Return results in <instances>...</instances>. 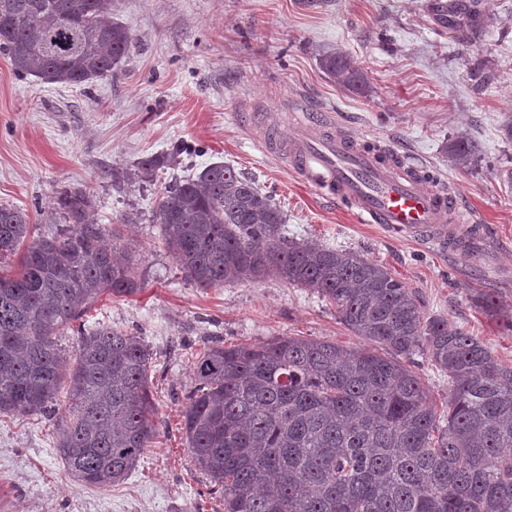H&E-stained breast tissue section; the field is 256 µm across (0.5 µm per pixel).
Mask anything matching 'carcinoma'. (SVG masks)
Segmentation results:
<instances>
[{"instance_id": "cac0c4a2", "label": "carcinoma", "mask_w": 512, "mask_h": 512, "mask_svg": "<svg viewBox=\"0 0 512 512\" xmlns=\"http://www.w3.org/2000/svg\"><path fill=\"white\" fill-rule=\"evenodd\" d=\"M114 0H0V49L13 71L83 85L112 73L131 44ZM462 37L485 26L477 6L441 7ZM321 69L359 94L370 85L349 55L319 52ZM469 169L482 153L466 133L444 146ZM170 155L138 163L152 179ZM93 196L75 190L60 224L34 233L27 211L0 205V418L58 416L56 453L80 484L108 488L134 470L156 435L143 337L99 322L77 330L73 363L56 337L104 295L144 289L112 230L91 220ZM161 238L198 288L275 276L336 310L367 347L303 336L211 345L195 355L182 412L191 462L224 512H512V365L477 336L426 314L412 289L358 252L288 237L272 194L213 163L159 198ZM448 374L437 410L410 362Z\"/></svg>"}]
</instances>
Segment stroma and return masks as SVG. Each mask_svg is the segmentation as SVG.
I'll return each mask as SVG.
<instances>
[{
	"label": "stroma",
	"instance_id": "stroma-1",
	"mask_svg": "<svg viewBox=\"0 0 512 512\" xmlns=\"http://www.w3.org/2000/svg\"><path fill=\"white\" fill-rule=\"evenodd\" d=\"M430 0H116L132 34L111 76L82 86L22 78L0 51V204L44 225L62 193L94 196V220L119 225L145 281L133 297H101L83 321L143 336L153 358L158 432L136 469L105 489L73 480L56 455L57 428L42 415L0 421V512H224L190 461L182 410L205 346L304 336L347 349L363 342L308 289L268 278L199 288L165 250L154 214L161 193L224 162L272 193L288 235L351 249L416 292L425 313L479 336L512 364V0H475L487 22L471 39L438 21ZM341 47L368 78L362 96L322 71L317 51ZM485 80L474 86L470 69ZM330 112L356 137L411 156L466 203L457 239L439 248L361 224L303 183L275 143L300 129L290 105ZM466 132L482 147L471 170L442 148ZM185 152L142 182L139 161ZM493 293L496 316L477 308Z\"/></svg>",
	"mask_w": 512,
	"mask_h": 512
}]
</instances>
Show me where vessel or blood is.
<instances>
[{"label": "vessel or blood", "instance_id": "obj_1", "mask_svg": "<svg viewBox=\"0 0 512 512\" xmlns=\"http://www.w3.org/2000/svg\"><path fill=\"white\" fill-rule=\"evenodd\" d=\"M300 135L284 152L296 175L323 196L352 210L360 223L383 224L426 242H444L461 202L447 190L422 186L419 163L366 147L338 131L323 112L297 104Z\"/></svg>", "mask_w": 512, "mask_h": 512}]
</instances>
